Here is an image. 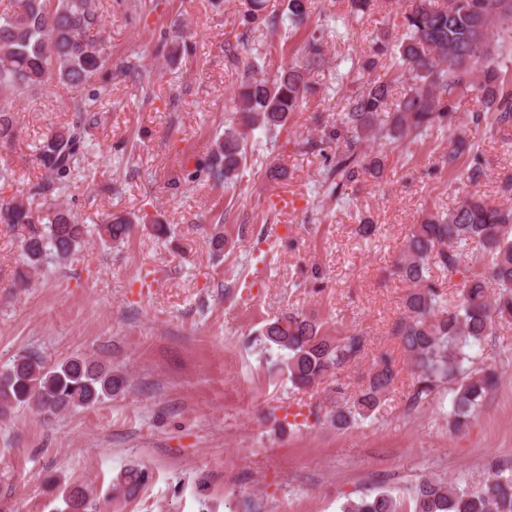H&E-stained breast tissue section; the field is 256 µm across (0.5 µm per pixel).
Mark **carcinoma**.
Returning <instances> with one entry per match:
<instances>
[{
  "instance_id": "carcinoma-1",
  "label": "carcinoma",
  "mask_w": 512,
  "mask_h": 512,
  "mask_svg": "<svg viewBox=\"0 0 512 512\" xmlns=\"http://www.w3.org/2000/svg\"><path fill=\"white\" fill-rule=\"evenodd\" d=\"M311 0H288V18L301 22L308 16ZM403 34L399 43H375L361 69L393 71L409 84V92L389 113L388 89L380 81H368L348 97L341 128L326 135L343 139L345 148L330 165L329 186L336 200L358 177L379 173L382 159L361 149L369 139L393 142L421 137L438 129L450 130L448 162L468 152L472 145L451 132L456 123L454 102L466 91L481 93L486 110L471 114L475 125L494 130L512 122V85L504 83L496 58L504 45L494 48L493 29L512 24V0H408L402 13ZM104 22L92 0H8L0 11V97L41 86L55 79L80 91L109 62ZM323 60L322 38L309 39L302 60L288 64L275 78L251 74L241 82L233 98L246 128L271 132L286 124L288 114L299 110L314 90L302 70ZM17 131L13 115L0 107V143L11 144ZM84 148L80 125L56 129L45 138L37 161L57 182L71 173ZM245 160L243 136L232 126L215 141L207 164L217 181L231 180ZM0 224H23L29 234L23 250L26 266L38 271L49 262L72 260L84 242L85 229L68 210L60 208L42 216L14 198L0 199ZM131 220L111 216L98 228L102 239L122 241ZM475 245L486 257L481 273H469L459 283V298L452 304L429 278L431 267L459 272L464 251ZM395 273L408 283L404 316L393 324L404 354L412 364L414 379L411 405L419 406L448 386L452 392L448 428L459 434L470 428L488 392L496 383L495 368L476 363L487 336L500 320H512V204L468 196L446 212L428 215L414 225ZM495 282L499 292L490 294ZM258 341L283 353L281 370L295 388L313 387L324 379L336 381L344 393L342 374L364 350L360 333L327 336L313 318L289 313L267 324ZM400 370L395 360L383 355L363 388L344 405L336 407L332 422L349 427L377 412L394 390ZM125 378L112 368L80 355L53 366L38 358L18 355L0 373V415L26 406L50 419L77 408L112 399L123 389ZM145 472L131 466L117 478L115 488L127 499L135 497L146 482ZM414 512H512V469L491 467L483 486L471 490L460 483L425 478L414 489ZM65 512H87L90 491L74 486L63 493ZM340 512H400L399 502L388 491L368 498L347 500Z\"/></svg>"
}]
</instances>
